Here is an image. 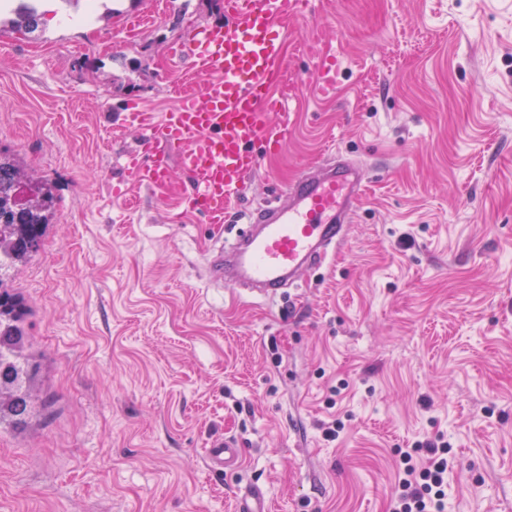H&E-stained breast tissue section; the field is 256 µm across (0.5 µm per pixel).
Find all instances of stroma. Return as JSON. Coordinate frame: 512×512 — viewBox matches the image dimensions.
Instances as JSON below:
<instances>
[{
	"label": "stroma",
	"instance_id": "1",
	"mask_svg": "<svg viewBox=\"0 0 512 512\" xmlns=\"http://www.w3.org/2000/svg\"><path fill=\"white\" fill-rule=\"evenodd\" d=\"M111 6L39 0L34 32H0V152L52 194L0 272L48 401L0 433V512H236L252 488L268 512H387L400 451L439 436L443 512H512V0H303L288 136L220 224L181 171L136 180L125 115L202 92L172 50L224 0ZM337 155L366 176L335 254L271 300L211 284L238 214ZM225 437L241 463L211 471Z\"/></svg>",
	"mask_w": 512,
	"mask_h": 512
}]
</instances>
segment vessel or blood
<instances>
[{
  "label": "vessel or blood",
  "instance_id": "obj_1",
  "mask_svg": "<svg viewBox=\"0 0 512 512\" xmlns=\"http://www.w3.org/2000/svg\"><path fill=\"white\" fill-rule=\"evenodd\" d=\"M298 6L299 0H224L223 23L200 29L179 46V57L206 77L204 93L184 94L176 109L156 120L130 112L143 131L128 161L139 182L166 186L172 166H179L189 179L185 202L209 223H223L261 154L278 150L287 137L288 115L271 95L286 43L274 23ZM272 112L277 121H269ZM364 179L361 167L341 159L299 174L274 205L250 213L257 229L249 238L209 257L210 282L257 298L276 297L299 282L343 240ZM205 456L211 470L221 471L238 465L240 450L234 440L221 438Z\"/></svg>",
  "mask_w": 512,
  "mask_h": 512
}]
</instances>
